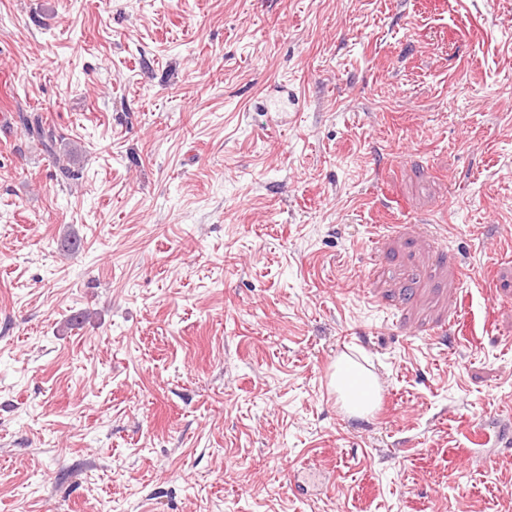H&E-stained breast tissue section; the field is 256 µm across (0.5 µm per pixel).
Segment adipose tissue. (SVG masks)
<instances>
[{"instance_id": "1", "label": "adipose tissue", "mask_w": 512, "mask_h": 512, "mask_svg": "<svg viewBox=\"0 0 512 512\" xmlns=\"http://www.w3.org/2000/svg\"><path fill=\"white\" fill-rule=\"evenodd\" d=\"M331 384L346 413L356 419L369 418L379 402L380 379L357 360L344 355L337 359Z\"/></svg>"}]
</instances>
